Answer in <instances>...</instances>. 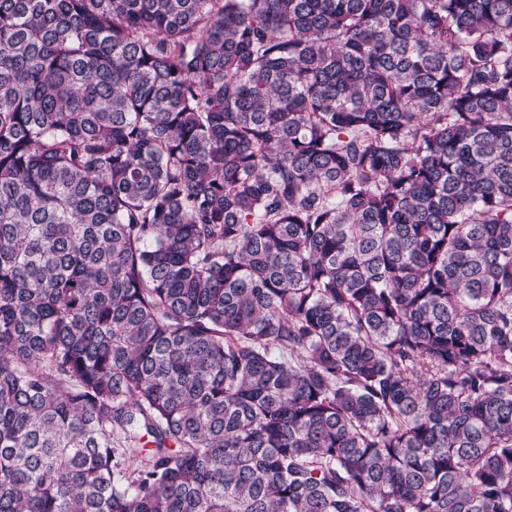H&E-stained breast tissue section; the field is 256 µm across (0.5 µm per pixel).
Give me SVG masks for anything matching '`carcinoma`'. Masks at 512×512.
Here are the masks:
<instances>
[{"instance_id":"cac0c4a2","label":"carcinoma","mask_w":512,"mask_h":512,"mask_svg":"<svg viewBox=\"0 0 512 512\" xmlns=\"http://www.w3.org/2000/svg\"><path fill=\"white\" fill-rule=\"evenodd\" d=\"M0 512H512V0H0Z\"/></svg>"}]
</instances>
